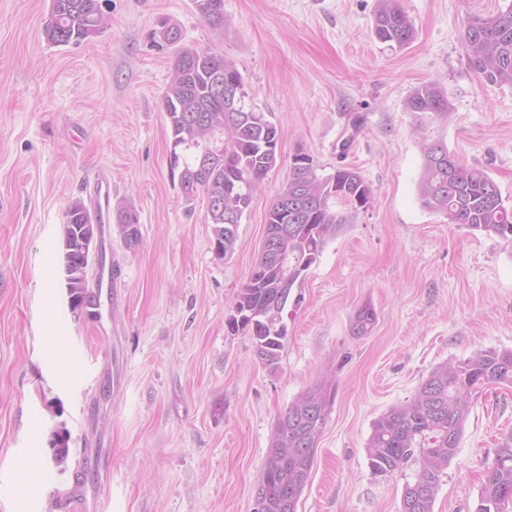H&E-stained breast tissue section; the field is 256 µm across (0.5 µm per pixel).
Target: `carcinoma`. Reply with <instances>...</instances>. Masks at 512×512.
Masks as SVG:
<instances>
[{"instance_id": "cac0c4a2", "label": "carcinoma", "mask_w": 512, "mask_h": 512, "mask_svg": "<svg viewBox=\"0 0 512 512\" xmlns=\"http://www.w3.org/2000/svg\"><path fill=\"white\" fill-rule=\"evenodd\" d=\"M203 19L216 31L224 30V0H194ZM106 24L100 0H50V15L43 33L47 43L66 46L96 35ZM374 35L390 47L402 48L414 38V23L399 0H378ZM176 46L170 81L162 104L170 131V169L194 175L191 196L202 194L216 201L207 208L214 225V242L224 254L233 253L236 232L228 231L226 217L243 218L253 201L250 191L276 166L280 135L274 123L249 99L242 74L218 50ZM462 45L469 68L491 85H512V6L493 16L471 15L463 26ZM235 83L249 106L242 109L215 91L217 77ZM419 127L447 116L448 102L438 86L426 82L416 87L406 103ZM218 138L224 145V162L209 167L201 162V148ZM423 168L418 184L422 208L450 224H460L500 237L512 236V204L503 199L498 184L483 169L466 166L440 139L421 137ZM300 196L311 206L298 212L293 231L282 236L280 248L295 262L297 271L286 278L271 256L259 252L247 283L236 295L235 316L228 322L236 334L250 336L254 354L261 363H277L284 347L287 327L283 313L294 287L316 263L327 244L341 233L355 214L366 208L372 189L357 169L338 167L320 176L315 166L293 163L287 182L266 213L265 235L283 223L284 201ZM344 209H336V204ZM88 208L80 200L70 204L63 226V272L74 312L90 305L86 263L72 250L77 236L89 231ZM119 223L135 225L140 241L139 215L131 207L118 211ZM377 321L375 308L366 303L355 315L359 335L372 331ZM512 386V351H477L454 365L434 369L413 398L382 413L372 425L366 446L371 472L390 476L405 465H415L413 480L404 485L401 512H433L434 502L448 465L456 456L471 411V393L485 384ZM334 403V390L317 384L306 390L275 423L280 438L271 440L259 485L268 512H286L278 507L286 495V482L298 479L307 484L315 448L306 444L311 433L321 435ZM53 461L63 463L69 453L67 435L56 433L50 442ZM512 504V435L497 449L479 493L475 512H506Z\"/></svg>"}]
</instances>
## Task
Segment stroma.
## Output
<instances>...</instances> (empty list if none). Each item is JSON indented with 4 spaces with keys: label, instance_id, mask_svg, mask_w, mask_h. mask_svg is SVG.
Masks as SVG:
<instances>
[{
    "label": "stroma",
    "instance_id": "1",
    "mask_svg": "<svg viewBox=\"0 0 512 512\" xmlns=\"http://www.w3.org/2000/svg\"><path fill=\"white\" fill-rule=\"evenodd\" d=\"M414 40L391 49L373 35L377 0H224L223 39L193 0H104L105 29L77 45L42 34L49 0H0V512H251L279 414L306 389L336 388L297 512H400L404 468L373 476L372 424L411 399L437 366L475 351L512 350V238L423 209V156L412 90L436 82L448 116L433 123L458 160L484 169L512 202V86L467 65L468 16L512 0H400ZM176 24L184 44L221 45L269 112L281 157L261 181L231 256L216 258L204 197L188 201L169 168L161 98ZM319 174L357 168L372 188L295 287L274 367L228 320L265 235V214L297 151ZM133 207L142 238L127 247L102 226L112 300L71 313L62 232L74 201ZM373 330L354 331L364 304ZM72 357L59 378L48 334ZM70 435L66 462L44 463L32 491L18 465ZM512 433V388L487 384L434 512H474L485 474ZM98 446L99 464L84 457Z\"/></svg>",
    "mask_w": 512,
    "mask_h": 512
}]
</instances>
